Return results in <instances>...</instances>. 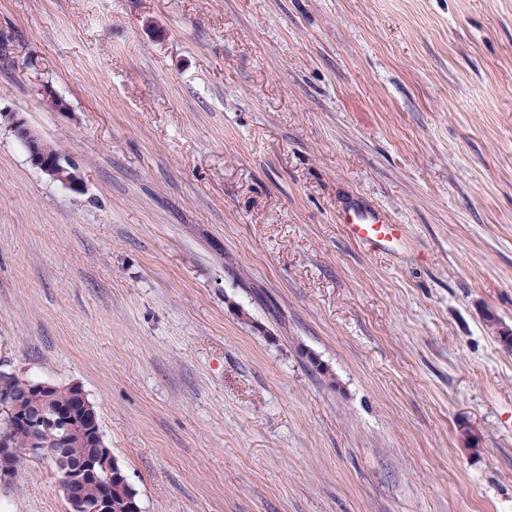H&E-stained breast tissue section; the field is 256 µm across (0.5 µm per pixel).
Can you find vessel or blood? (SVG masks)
I'll return each instance as SVG.
<instances>
[{
	"label": "vessel or blood",
	"mask_w": 512,
	"mask_h": 512,
	"mask_svg": "<svg viewBox=\"0 0 512 512\" xmlns=\"http://www.w3.org/2000/svg\"><path fill=\"white\" fill-rule=\"evenodd\" d=\"M349 239L385 254L397 253L404 241V225L395 223L386 213L367 206L353 204L340 214Z\"/></svg>",
	"instance_id": "obj_1"
}]
</instances>
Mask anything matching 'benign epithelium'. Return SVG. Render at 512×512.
Segmentation results:
<instances>
[{
  "label": "benign epithelium",
  "mask_w": 512,
  "mask_h": 512,
  "mask_svg": "<svg viewBox=\"0 0 512 512\" xmlns=\"http://www.w3.org/2000/svg\"><path fill=\"white\" fill-rule=\"evenodd\" d=\"M17 134L25 139L30 157L44 174L53 180L66 183H74L78 175L70 165L64 163L61 153L53 148L47 149L44 142L31 129L18 123L15 126ZM73 393L77 404L81 407L83 422L76 421L74 413L67 410H59L54 419L56 421L55 434L46 435L44 416L37 414H17V402L7 394H0V410L7 413L8 417L18 418V423L28 429V447L16 448L13 445L12 428L0 429V461L9 455L27 453L32 456L40 454L43 449L53 446L63 449L76 437L95 442L100 439L96 414L91 407L86 394L79 385H73ZM63 466V479L60 489L68 505V512H112V481H107L102 488L100 496L94 500H87L81 491L85 480L101 471L107 476H112V457L107 455L97 456L87 460L79 466H72L66 458H61Z\"/></svg>",
  "instance_id": "7a95c632"
}]
</instances>
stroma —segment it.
I'll list each match as a JSON object with an SVG mask.
<instances>
[{"label":"stroma","mask_w":512,"mask_h":512,"mask_svg":"<svg viewBox=\"0 0 512 512\" xmlns=\"http://www.w3.org/2000/svg\"><path fill=\"white\" fill-rule=\"evenodd\" d=\"M500 325L512 0H0V372L82 386L141 512H512ZM15 129L17 134L25 139L32 162L44 174L53 180L66 183H75L78 180L77 173L70 165L64 163V158L56 148L48 151L42 139L21 123H17ZM349 239L385 254L398 253L404 242L405 225L395 224L386 213L367 206H347L339 217Z\"/></svg>","instance_id":"1"}]
</instances>
